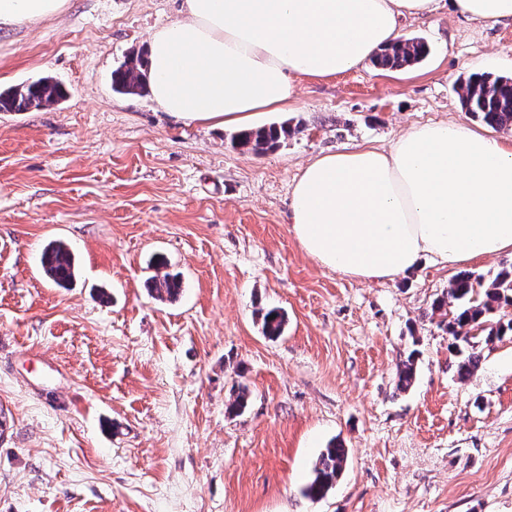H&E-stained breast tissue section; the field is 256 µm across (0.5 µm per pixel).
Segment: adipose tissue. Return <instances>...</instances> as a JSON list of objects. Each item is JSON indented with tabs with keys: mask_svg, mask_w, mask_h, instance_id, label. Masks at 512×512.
Masks as SVG:
<instances>
[{
	"mask_svg": "<svg viewBox=\"0 0 512 512\" xmlns=\"http://www.w3.org/2000/svg\"><path fill=\"white\" fill-rule=\"evenodd\" d=\"M439 0H185L151 36L153 100L186 124L246 128L283 109L300 77L352 70L401 37L399 21ZM460 16L512 22V0H450ZM67 0H0V29L65 11ZM292 231L323 267L387 281L430 257L451 268L512 255V144L448 122L389 148L316 157L291 191Z\"/></svg>",
	"mask_w": 512,
	"mask_h": 512,
	"instance_id": "1",
	"label": "adipose tissue"
}]
</instances>
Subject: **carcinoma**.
I'll use <instances>...</instances> for the list:
<instances>
[{
	"mask_svg": "<svg viewBox=\"0 0 512 512\" xmlns=\"http://www.w3.org/2000/svg\"><path fill=\"white\" fill-rule=\"evenodd\" d=\"M428 53L427 45L408 39L403 43L385 46L372 61L382 68L403 69L421 60ZM114 88L124 93H141L148 88L146 60L141 56L128 58L112 74ZM461 99L466 109L485 124L498 130H512V78L472 76L460 86ZM64 95L63 89L49 79H41L28 86L0 93V111L21 112L57 102ZM285 126L272 125L234 135L236 147L260 154L275 150L280 140L288 136ZM44 274L58 285L74 277L75 258L64 243L52 242L41 255ZM153 291L158 296L174 297L181 290V283L167 275L153 276ZM451 307L446 329L455 340L465 344L466 351L458 364V374L465 377L481 364L480 343L490 342L512 333V319L504 322L493 320L495 312L503 306H512V267L500 270L493 278L471 273L459 275L448 292L434 303V310ZM285 315L276 309L263 316V331L269 337L282 335ZM346 450L332 443L319 455L313 477L304 493L310 498L324 497L336 484L346 463Z\"/></svg>",
	"mask_w": 512,
	"mask_h": 512,
	"instance_id": "cac0c4a2",
	"label": "carcinoma"
}]
</instances>
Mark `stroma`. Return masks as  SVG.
Returning a JSON list of instances; mask_svg holds the SVG:
<instances>
[{
  "instance_id": "1",
  "label": "stroma",
  "mask_w": 512,
  "mask_h": 512,
  "mask_svg": "<svg viewBox=\"0 0 512 512\" xmlns=\"http://www.w3.org/2000/svg\"><path fill=\"white\" fill-rule=\"evenodd\" d=\"M182 3L68 0L0 30V92L42 78L65 92L0 112V512H512V335L462 380L432 309L459 272L489 279L512 255L358 280L309 258L289 221L320 153L477 126L459 85L512 75V23L440 0L403 24L422 62L297 79L287 111L260 120L291 135L254 154L112 86ZM53 240L78 263L62 286L40 265ZM165 273L177 298L150 290ZM272 308L286 317L275 339ZM242 386L248 405L229 412ZM332 442L342 474L307 497Z\"/></svg>"
}]
</instances>
